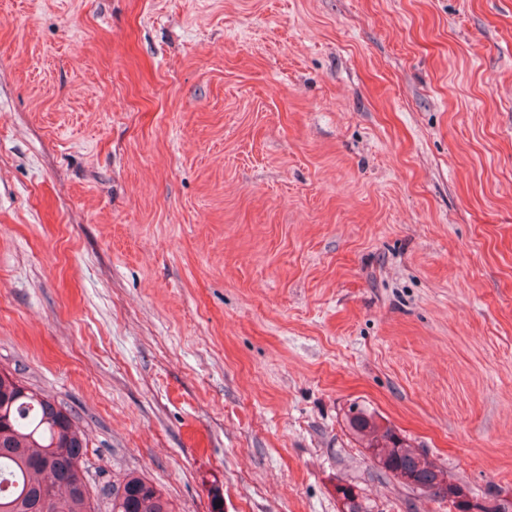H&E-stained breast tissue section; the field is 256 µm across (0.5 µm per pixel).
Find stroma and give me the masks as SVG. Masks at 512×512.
Instances as JSON below:
<instances>
[{"instance_id":"1","label":"stroma","mask_w":512,"mask_h":512,"mask_svg":"<svg viewBox=\"0 0 512 512\" xmlns=\"http://www.w3.org/2000/svg\"><path fill=\"white\" fill-rule=\"evenodd\" d=\"M176 512L512 501V0H0V371ZM349 430L363 443L364 448L374 449L379 456L381 469L399 481L402 477L412 479L418 490L433 495L440 500L454 502L457 498L466 499L463 488L448 479L427 456L415 448L408 440L396 432L375 411L359 404L352 405L345 415ZM408 487L409 483L401 481ZM414 489L413 487H411Z\"/></svg>"}]
</instances>
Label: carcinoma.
I'll return each instance as SVG.
<instances>
[{
    "instance_id": "cac0c4a2",
    "label": "carcinoma",
    "mask_w": 512,
    "mask_h": 512,
    "mask_svg": "<svg viewBox=\"0 0 512 512\" xmlns=\"http://www.w3.org/2000/svg\"><path fill=\"white\" fill-rule=\"evenodd\" d=\"M346 424L364 448L376 451L385 472L412 479L437 499L459 498L458 508L467 512L463 488L376 412L354 404ZM88 446L71 409L0 372V512H100L104 501L109 512H173L140 475L94 490L84 474Z\"/></svg>"
}]
</instances>
